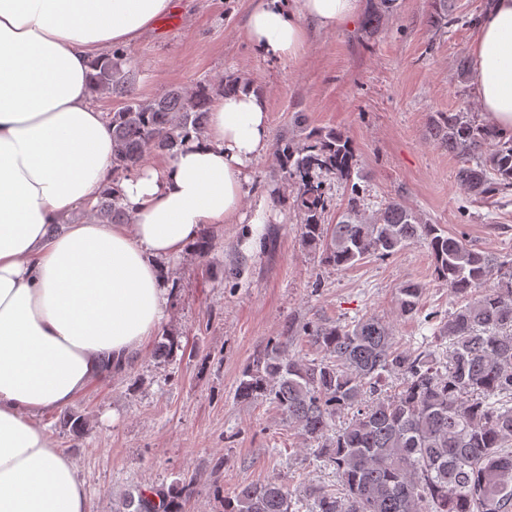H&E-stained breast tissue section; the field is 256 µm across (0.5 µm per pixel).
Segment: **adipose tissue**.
I'll return each mask as SVG.
<instances>
[{"mask_svg":"<svg viewBox=\"0 0 512 512\" xmlns=\"http://www.w3.org/2000/svg\"><path fill=\"white\" fill-rule=\"evenodd\" d=\"M363 0H258L253 53L296 59L311 30L351 23ZM172 0H0V512H89L73 460L39 415L71 404L133 356L167 315L160 266L216 224L243 222L253 164L271 144L266 98L215 95L178 154L114 179L112 125L92 64L134 44ZM479 111L512 133V0H493L471 49ZM118 188L130 221L96 205ZM83 212L81 222L63 218Z\"/></svg>","mask_w":512,"mask_h":512,"instance_id":"ef3b65f1","label":"adipose tissue"}]
</instances>
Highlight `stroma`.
Returning a JSON list of instances; mask_svg holds the SVG:
<instances>
[{"label": "stroma", "mask_w": 512, "mask_h": 512, "mask_svg": "<svg viewBox=\"0 0 512 512\" xmlns=\"http://www.w3.org/2000/svg\"><path fill=\"white\" fill-rule=\"evenodd\" d=\"M173 2L175 26L163 34L150 28L125 50L123 69L138 98L247 78L266 95L273 132L303 112L311 126L352 140L369 211L400 198L467 244L512 254V190L482 199L461 194L460 158L428 135L433 113L477 109L473 86L460 85L455 71L471 55L476 28L469 20L484 13L486 0H457V21L444 34L427 26V0H396L375 35L365 36L357 20L315 30L286 62L256 56L244 38L256 0ZM295 193L274 155L257 161L245 206L264 207V223L220 225L210 232L208 255L188 251L169 262L176 287L166 321L124 373L78 394L69 410L87 421L81 436L61 427L57 414L42 415L54 445L77 466L90 512H117L128 489L166 488L186 477L195 483L183 512H224L225 498L250 482L335 484L332 469L314 460L272 404L237 399L243 367L269 338L291 335L304 322L365 315L389 321L397 346L413 350L453 309L420 245L345 270L323 266L318 250L302 242ZM406 280L424 288L413 318L394 305ZM166 334L183 346L170 360L154 355Z\"/></svg>", "instance_id": "1"}]
</instances>
